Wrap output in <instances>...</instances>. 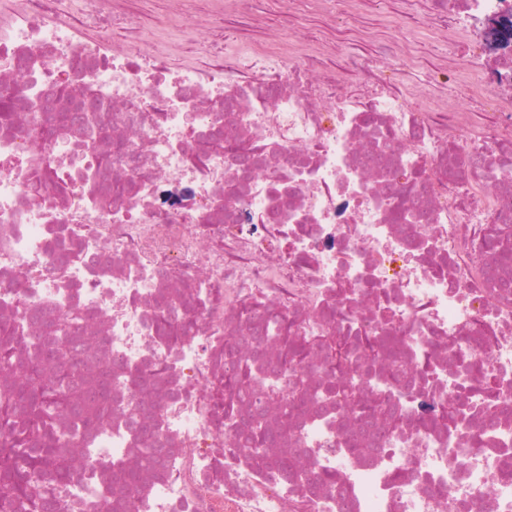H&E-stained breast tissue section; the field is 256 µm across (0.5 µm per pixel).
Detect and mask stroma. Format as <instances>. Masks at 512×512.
<instances>
[{"label": "stroma", "mask_w": 512, "mask_h": 512, "mask_svg": "<svg viewBox=\"0 0 512 512\" xmlns=\"http://www.w3.org/2000/svg\"><path fill=\"white\" fill-rule=\"evenodd\" d=\"M433 8V0H364L357 13L349 14L341 0H297L290 10L280 0H248L223 18L206 21L205 30L222 33L224 62L229 66L239 49L275 47L286 30L296 44L324 49L316 60H301L306 79L334 82L345 93L375 86L380 76L388 92L410 93L439 81L448 90L432 104V111H483L477 96L456 83L449 67L454 57L478 52L481 38L469 32L449 40L444 27L430 19ZM192 10V0H130L127 46L139 48L163 33L169 43L182 46V60L198 61L195 46L185 41ZM391 62L398 63V72L388 71Z\"/></svg>", "instance_id": "35a3bbf8"}]
</instances>
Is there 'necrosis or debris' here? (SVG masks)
<instances>
[{"instance_id": "obj_1", "label": "necrosis or debris", "mask_w": 512, "mask_h": 512, "mask_svg": "<svg viewBox=\"0 0 512 512\" xmlns=\"http://www.w3.org/2000/svg\"><path fill=\"white\" fill-rule=\"evenodd\" d=\"M57 3L22 0L0 24V92L36 107L0 124V318L22 329L34 313L84 315L76 370L111 366L114 385L110 420L79 441V479L56 485L44 512H112L107 467L149 437L166 450L164 473L145 474L133 512H512V417L500 415L512 406V297L496 296L481 253L487 224L512 218V66L488 74L500 111L490 130L480 112L435 116L399 95L289 80L292 57L278 48L239 51L235 67L175 66L164 39L132 50L116 38L125 0H90L82 13ZM448 12L464 27L493 24L512 58V0H448ZM87 21L97 37H78ZM73 56L80 67H68ZM64 77L75 97L92 94L98 122L47 145L61 197L29 183L37 107ZM217 132L252 142L261 169L231 196L237 156L189 163ZM107 140L111 176L127 186L115 199L98 185ZM451 144L466 163L454 180ZM169 180L188 187L189 204H158ZM162 293L192 298L190 335L166 337ZM256 314L293 319L310 339L329 328L403 337L416 379L387 391L404 422L378 435L375 454L352 455L335 411L312 404L286 440L299 474L253 468L213 384L225 344L250 335ZM479 345L486 391L466 369ZM148 372L164 391L145 435V395L125 378ZM450 401L454 427L440 419ZM479 422L486 445L474 449Z\"/></svg>"}]
</instances>
